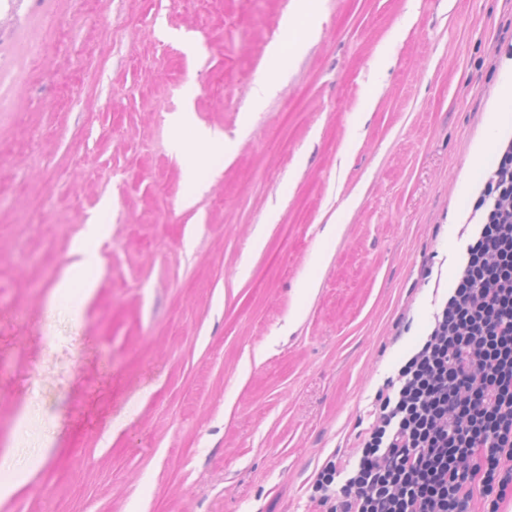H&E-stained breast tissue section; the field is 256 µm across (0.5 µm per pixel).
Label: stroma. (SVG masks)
Instances as JSON below:
<instances>
[{
  "mask_svg": "<svg viewBox=\"0 0 512 512\" xmlns=\"http://www.w3.org/2000/svg\"><path fill=\"white\" fill-rule=\"evenodd\" d=\"M317 7L283 58L296 0L0 23V512H305L369 423L512 128V0ZM92 218L95 292L47 313Z\"/></svg>",
  "mask_w": 512,
  "mask_h": 512,
  "instance_id": "1",
  "label": "stroma"
}]
</instances>
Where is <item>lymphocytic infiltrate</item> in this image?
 Here are the masks:
<instances>
[{
  "instance_id": "1",
  "label": "lymphocytic infiltrate",
  "mask_w": 512,
  "mask_h": 512,
  "mask_svg": "<svg viewBox=\"0 0 512 512\" xmlns=\"http://www.w3.org/2000/svg\"><path fill=\"white\" fill-rule=\"evenodd\" d=\"M456 273L307 512H501L512 501V133L465 221Z\"/></svg>"
}]
</instances>
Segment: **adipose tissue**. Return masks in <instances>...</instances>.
<instances>
[{
    "label": "adipose tissue",
    "instance_id": "ef3b65f1",
    "mask_svg": "<svg viewBox=\"0 0 512 512\" xmlns=\"http://www.w3.org/2000/svg\"><path fill=\"white\" fill-rule=\"evenodd\" d=\"M103 233V225L94 222L86 225L83 235L73 248L74 261L54 287L52 302L75 297L84 300L91 296L96 285L94 274L103 267V260L97 249Z\"/></svg>",
    "mask_w": 512,
    "mask_h": 512
}]
</instances>
